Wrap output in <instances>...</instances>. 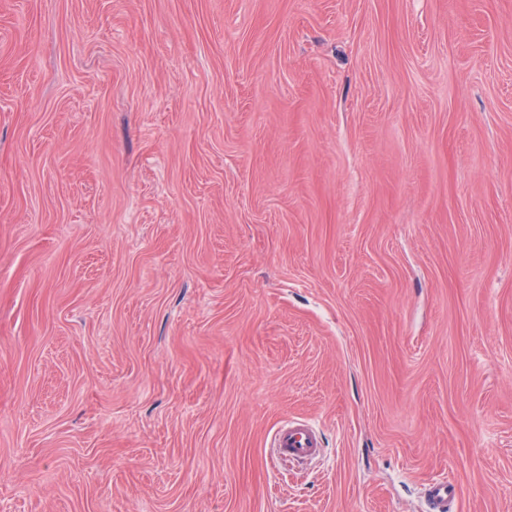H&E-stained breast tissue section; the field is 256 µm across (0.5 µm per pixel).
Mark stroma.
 Wrapping results in <instances>:
<instances>
[{"instance_id":"obj_1","label":"stroma","mask_w":512,"mask_h":512,"mask_svg":"<svg viewBox=\"0 0 512 512\" xmlns=\"http://www.w3.org/2000/svg\"><path fill=\"white\" fill-rule=\"evenodd\" d=\"M443 472L512 512V0H0V512ZM270 447L280 459L303 464L316 458L322 445L312 425L302 421H289L277 427Z\"/></svg>"}]
</instances>
